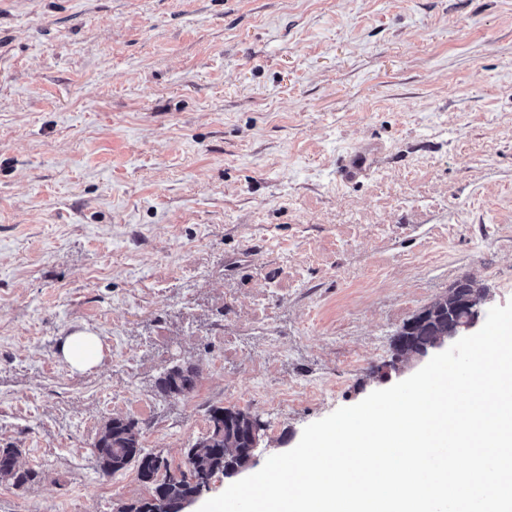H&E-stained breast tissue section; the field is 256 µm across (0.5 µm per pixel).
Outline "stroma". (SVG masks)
Wrapping results in <instances>:
<instances>
[{"label":"stroma","instance_id":"35a3bbf8","mask_svg":"<svg viewBox=\"0 0 512 512\" xmlns=\"http://www.w3.org/2000/svg\"><path fill=\"white\" fill-rule=\"evenodd\" d=\"M464 277L512 301V0H0V448L39 474L0 512L149 496L97 468L116 416L175 472L250 412L257 472L422 368L392 337ZM99 351L97 338L89 331H78L71 334L62 348L65 360L76 370L93 366L99 359Z\"/></svg>","mask_w":512,"mask_h":512}]
</instances>
